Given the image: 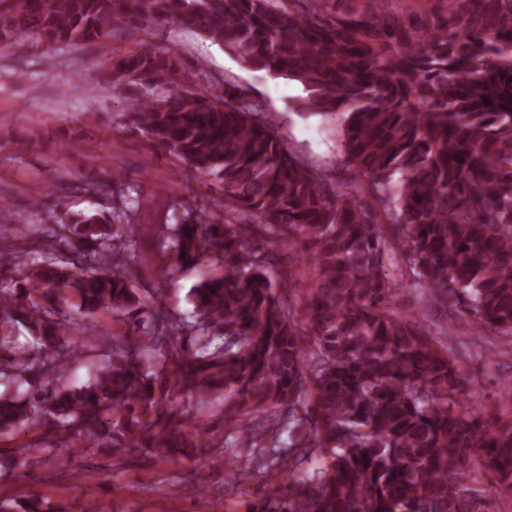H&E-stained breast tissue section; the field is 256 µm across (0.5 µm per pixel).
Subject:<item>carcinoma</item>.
<instances>
[{
    "label": "carcinoma",
    "instance_id": "cac0c4a2",
    "mask_svg": "<svg viewBox=\"0 0 512 512\" xmlns=\"http://www.w3.org/2000/svg\"><path fill=\"white\" fill-rule=\"evenodd\" d=\"M179 25L248 67L298 82L301 109L333 115L346 168L293 154L262 101L183 71L146 40ZM103 59L128 124L184 163L206 197L177 202L160 250L170 271L209 261L175 316L122 274L139 250V185L86 183L112 207L33 227L38 255L0 285V437L32 429L25 465L67 440L120 457L205 451L224 418V489L251 462L288 479L253 512H488L512 491V414L476 410L470 382L431 326L393 309L399 289L512 339V0H0V51L122 39ZM303 242L308 270L274 279ZM307 284L305 319L294 297ZM94 336L81 384V320ZM19 324L32 345L12 347ZM217 407L189 418L176 399ZM323 464L300 471L316 454ZM0 512H58L0 498ZM85 330L79 332L76 336H99L101 334L112 335L113 332L121 331V324L112 320V314L102 313L96 318L86 319L84 321Z\"/></svg>",
    "mask_w": 512,
    "mask_h": 512
}]
</instances>
